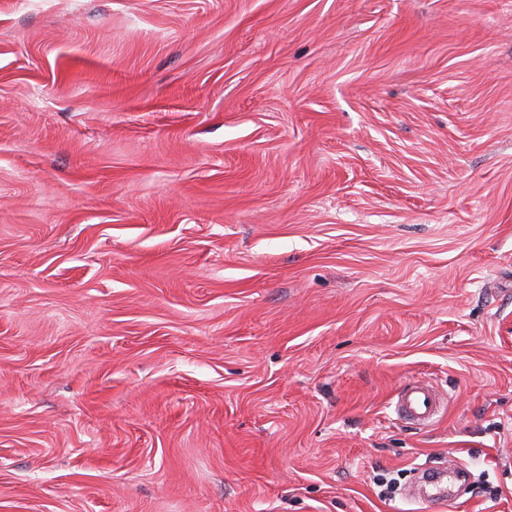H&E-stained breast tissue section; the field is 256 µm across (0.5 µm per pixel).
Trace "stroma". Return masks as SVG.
I'll use <instances>...</instances> for the list:
<instances>
[{
	"label": "stroma",
	"instance_id": "stroma-1",
	"mask_svg": "<svg viewBox=\"0 0 512 512\" xmlns=\"http://www.w3.org/2000/svg\"><path fill=\"white\" fill-rule=\"evenodd\" d=\"M0 512H512V0H0ZM438 391L430 384L413 382L396 397L395 410L399 419L412 425H430L440 412Z\"/></svg>",
	"mask_w": 512,
	"mask_h": 512
}]
</instances>
